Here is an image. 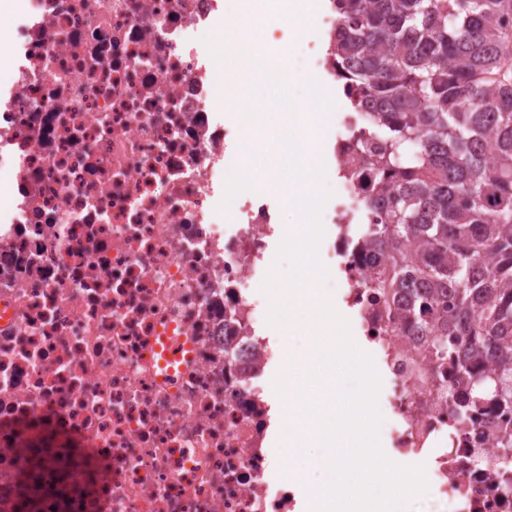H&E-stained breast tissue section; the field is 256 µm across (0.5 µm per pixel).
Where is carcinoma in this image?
Returning a JSON list of instances; mask_svg holds the SVG:
<instances>
[{"instance_id":"1","label":"carcinoma","mask_w":512,"mask_h":512,"mask_svg":"<svg viewBox=\"0 0 512 512\" xmlns=\"http://www.w3.org/2000/svg\"><path fill=\"white\" fill-rule=\"evenodd\" d=\"M330 55L377 139L384 213L364 246L390 261L385 301L455 336L474 399L512 404V0H335Z\"/></svg>"}]
</instances>
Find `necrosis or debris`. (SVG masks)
<instances>
[{
	"label": "necrosis or debris",
	"instance_id": "obj_1",
	"mask_svg": "<svg viewBox=\"0 0 512 512\" xmlns=\"http://www.w3.org/2000/svg\"><path fill=\"white\" fill-rule=\"evenodd\" d=\"M0 19V512H296L265 397L286 359L261 291L283 208L253 189L216 211L245 142L205 44L224 0H21ZM360 120L322 131L341 181L319 258L386 375L390 451L452 512H512L497 446L512 405L456 424L462 369L388 310L385 259L353 243L352 223L382 218L359 204ZM168 331L192 345L171 379Z\"/></svg>",
	"mask_w": 512,
	"mask_h": 512
}]
</instances>
